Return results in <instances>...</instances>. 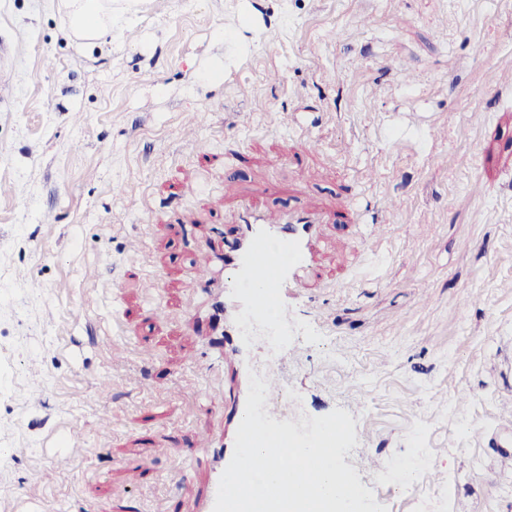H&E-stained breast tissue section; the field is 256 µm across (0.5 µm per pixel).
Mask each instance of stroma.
<instances>
[{"instance_id": "1", "label": "stroma", "mask_w": 512, "mask_h": 512, "mask_svg": "<svg viewBox=\"0 0 512 512\" xmlns=\"http://www.w3.org/2000/svg\"><path fill=\"white\" fill-rule=\"evenodd\" d=\"M508 26L512 0H112L111 38L87 42L63 0H0L26 62L0 112V512H192L203 472L149 452L223 429L196 393L229 374L208 359V303L187 302L256 193L318 206L330 243L290 304L289 421L348 410L343 461L387 512H512L488 446L512 441L495 412L512 392V86L489 85L512 70ZM417 447L423 472L373 480Z\"/></svg>"}]
</instances>
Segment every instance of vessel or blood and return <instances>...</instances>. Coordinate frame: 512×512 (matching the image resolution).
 Masks as SVG:
<instances>
[{"mask_svg":"<svg viewBox=\"0 0 512 512\" xmlns=\"http://www.w3.org/2000/svg\"><path fill=\"white\" fill-rule=\"evenodd\" d=\"M20 64L10 44L0 39V112L15 108L12 73ZM239 208V224L225 236L223 251L212 258L202 277L208 283L215 273L223 275L219 309L224 332L214 338L210 360L232 369L237 380L236 390L219 403L224 436L197 448L164 450L165 456L177 461L208 465L210 477L200 495L199 512H213L219 480L232 458L244 415L250 369L262 361L267 364L260 377L269 387L262 407L269 417L286 421L289 411L298 407L287 378L276 374L275 368L288 356V301L307 287L321 237L314 211L288 217L264 210L251 199L243 200Z\"/></svg>","mask_w":512,"mask_h":512,"instance_id":"vessel-or-blood-1","label":"vessel or blood"}]
</instances>
